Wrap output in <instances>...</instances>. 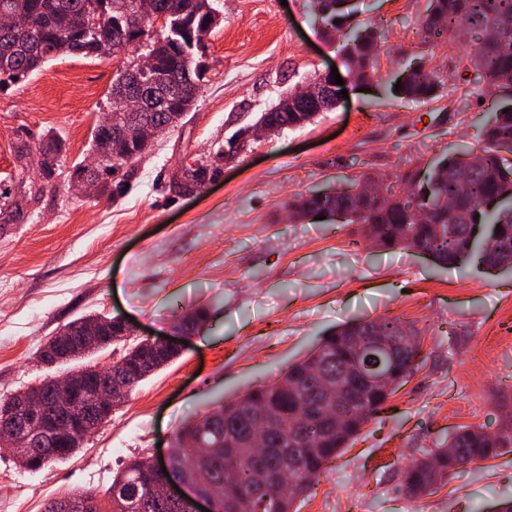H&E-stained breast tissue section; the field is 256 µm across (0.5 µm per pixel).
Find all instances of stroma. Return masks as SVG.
<instances>
[{
	"instance_id": "1",
	"label": "stroma",
	"mask_w": 512,
	"mask_h": 512,
	"mask_svg": "<svg viewBox=\"0 0 512 512\" xmlns=\"http://www.w3.org/2000/svg\"><path fill=\"white\" fill-rule=\"evenodd\" d=\"M378 28L374 81L301 128L214 161L225 138L255 123L282 91L347 67L305 0H216L204 41L207 80L196 109L152 151L83 194L76 165L92 155L113 73L129 53L67 56L0 82V398L49 372L38 353L85 315L130 316L136 337L172 335L190 310L207 318L180 355L143 380L78 456L31 471L0 449V512H45L83 489L104 493L138 455L166 457L184 422L278 379L352 318L414 326L422 366L327 463L299 512H494L512 500V453L472 464L409 497L403 472L457 427L496 433L512 418V274L438 267L429 256L374 245L356 225L296 218L292 204L363 174L400 188V175L466 145L485 146L495 98L464 96L454 46H423L428 0H361ZM420 61L443 81L422 104L386 91ZM62 151L39 167L47 136ZM210 163L205 184L191 180Z\"/></svg>"
}]
</instances>
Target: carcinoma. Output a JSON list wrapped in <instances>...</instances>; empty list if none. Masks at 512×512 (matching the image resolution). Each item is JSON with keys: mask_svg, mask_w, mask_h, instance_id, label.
<instances>
[{"mask_svg": "<svg viewBox=\"0 0 512 512\" xmlns=\"http://www.w3.org/2000/svg\"><path fill=\"white\" fill-rule=\"evenodd\" d=\"M129 0H0V6L12 11L22 10L27 26L9 31L0 30V74L25 78L41 71L55 58L76 54L97 56V44L112 42L115 52L135 48L150 55L158 63L154 74L133 92L143 102V111L131 116L133 125L144 124L165 133L182 120L196 105L205 81L207 68L202 61L203 33L215 25L214 0H159L168 12V30L159 37L142 41L149 20L132 13ZM308 12L321 24L325 36H337L349 74L356 84L372 80L375 62L381 48L373 25L357 27V0H306ZM103 22H92L99 12ZM421 37L426 44L441 39L457 46L453 65L458 80L475 85H491L493 95L509 102V111L498 112L485 131L486 147L473 156L460 149L405 175L406 191L394 199L387 210L364 208L350 214L349 224L363 226V232L386 248L414 246L424 242L431 246L440 266L476 263L488 272H512V0H431V7L422 20ZM442 81L423 65L417 64L402 73L396 95L402 99L427 103L438 96ZM170 88L181 101L178 112L160 111L151 92ZM336 109V96L322 95L314 102L288 99V111L268 115L270 132L311 122L321 112ZM59 144L47 142L40 149L41 169L53 173ZM336 206V194L320 198L304 197L294 204L297 217L311 211L330 210ZM206 318L201 310L186 312L175 327L185 336L199 331ZM377 323L387 335L403 330L410 333V345L404 351L407 373L397 378L390 394L408 382L420 354L416 332L406 328L397 318H377L361 323L357 320L337 327L336 332L313 346L302 358L291 363L288 370L271 384L249 389L244 395L224 401V405L208 414L201 422H188L176 433L173 447L176 454L168 470L180 482L224 488V449H233L237 462L238 484L247 489L254 480L253 449L248 447L249 425L240 416L248 408H262L286 425L285 432L265 453L264 465L281 470L290 467L298 456L312 464L294 486L281 491L269 490L252 499L244 512H296L295 504L311 489V485L327 463L352 447L361 428L381 409L368 398L350 397L346 388H336L343 372L339 350L351 345L352 328L366 329ZM120 346L117 367L124 361L140 367L146 378L178 357L179 350L156 353L145 339L132 341L103 339L101 348ZM44 351V363L61 366L82 360L86 354L68 349ZM348 405L347 419L336 429L332 426H310L301 433L294 430L297 413L305 406L317 405L323 411L339 402ZM82 441L72 444L70 453L51 458L45 443L35 455H24L17 462L28 470H40L56 462L73 459ZM455 448L457 465L489 460L512 452V426L488 434L473 426H460L448 436V443L424 455L404 471V485L412 497L424 495L448 476V449ZM144 457L130 460L106 490V505L99 512H117V499L140 471ZM139 512H174V507L139 489Z\"/></svg>", "mask_w": 512, "mask_h": 512, "instance_id": "carcinoma-1", "label": "carcinoma"}]
</instances>
